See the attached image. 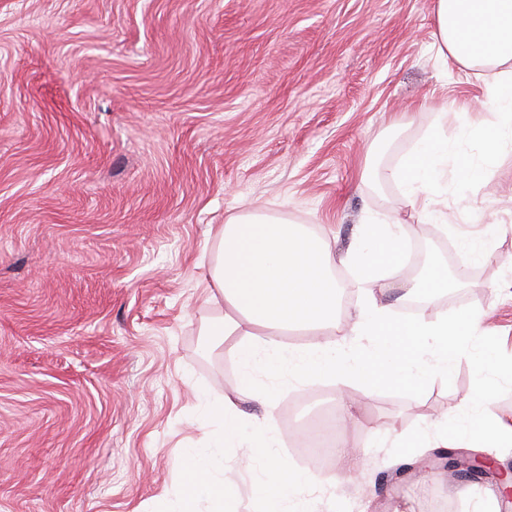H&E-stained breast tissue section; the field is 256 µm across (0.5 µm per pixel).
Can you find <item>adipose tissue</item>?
<instances>
[{
	"label": "adipose tissue",
	"mask_w": 512,
	"mask_h": 512,
	"mask_svg": "<svg viewBox=\"0 0 512 512\" xmlns=\"http://www.w3.org/2000/svg\"><path fill=\"white\" fill-rule=\"evenodd\" d=\"M433 37L441 57H452L474 73L485 88L480 119L455 112V135L437 125L415 142L397 165L384 170V181L398 185L412 210L431 222L447 223L437 198L449 177L465 182L484 176L496 157L512 150V0H432ZM395 221L360 224L350 245L330 252L322 237L289 219L257 210L229 216L219 230L220 254L211 274V299L224 302L221 336L240 337L243 372L240 389L258 392L273 407L272 389H258V376L327 378L339 392L354 385L363 389L388 386L420 395L437 379H448L457 360L469 356L480 366L467 410L449 425L429 423L416 441L390 421L380 430L403 458L429 448L512 447V416L496 412L498 394L512 383V361L489 349L472 346L479 330L473 312L433 318L394 317L371 288L387 273L406 265L403 236ZM353 273L361 292L350 333L367 339L361 353L346 340L321 338L336 327L338 269ZM298 331L314 341L301 350L284 346L280 337ZM260 466L252 476L261 512H310L303 492L317 483L312 474L288 466L277 453V425L272 415L253 418ZM210 500L213 512H237V487L227 478L211 451L187 453L186 495L172 512H194L199 498Z\"/></svg>",
	"instance_id": "1"
}]
</instances>
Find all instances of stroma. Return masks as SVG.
Masks as SVG:
<instances>
[{
	"label": "stroma",
	"mask_w": 512,
	"mask_h": 512,
	"mask_svg": "<svg viewBox=\"0 0 512 512\" xmlns=\"http://www.w3.org/2000/svg\"><path fill=\"white\" fill-rule=\"evenodd\" d=\"M431 0H0V512H159L181 498L189 448L218 431L200 405L240 392L237 337L215 343L218 231L253 207L325 231L400 218L419 261L474 225L492 257L429 306L480 314L477 345L512 357V151L449 183L443 240L366 163L397 165L484 89L433 48ZM475 368L421 396L356 389L354 484L316 512H475L422 457L396 462L371 430L461 411ZM336 387L289 380L275 421L337 407ZM255 512L250 432L222 451Z\"/></svg>",
	"instance_id": "obj_1"
}]
</instances>
